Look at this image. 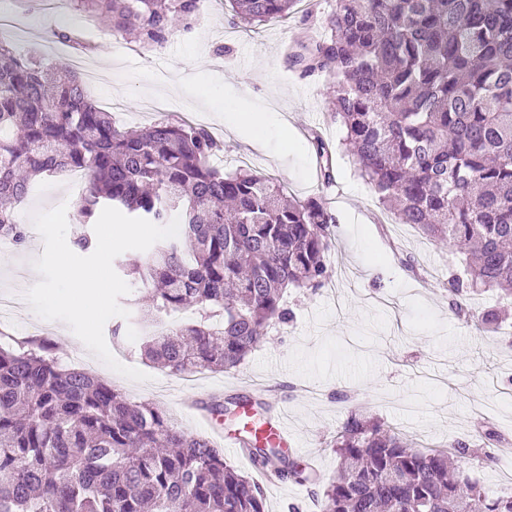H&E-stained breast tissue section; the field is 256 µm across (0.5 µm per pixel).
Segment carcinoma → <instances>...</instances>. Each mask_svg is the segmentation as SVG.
<instances>
[{
  "label": "carcinoma",
  "instance_id": "carcinoma-1",
  "mask_svg": "<svg viewBox=\"0 0 512 512\" xmlns=\"http://www.w3.org/2000/svg\"><path fill=\"white\" fill-rule=\"evenodd\" d=\"M145 49L191 31L203 0H70ZM298 0H230L245 25L286 17ZM324 36L289 54L304 76L329 78L343 145L378 201L402 224L460 255L455 295L512 296V0H334ZM322 181L329 145L313 136ZM205 128L163 118L118 127L92 103L78 73L42 66L0 39V237L21 245L15 207L37 178L88 177L81 224L105 207L181 232L128 263L151 303L134 301L142 355L173 374L228 371L288 319L290 288L322 284L336 216L320 196L289 200L250 168L212 163ZM198 308L168 332L162 315ZM336 476L321 512H512L488 497L454 457L456 440L416 449L374 419L351 414L334 441ZM278 478L316 475L268 441H247ZM0 512H265L259 486L224 449L179 429L159 405L134 402L79 368L63 367L48 338L0 347Z\"/></svg>",
  "mask_w": 512,
  "mask_h": 512
}]
</instances>
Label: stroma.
<instances>
[{
    "label": "stroma",
    "mask_w": 512,
    "mask_h": 512,
    "mask_svg": "<svg viewBox=\"0 0 512 512\" xmlns=\"http://www.w3.org/2000/svg\"><path fill=\"white\" fill-rule=\"evenodd\" d=\"M331 4L317 0L278 21L242 28L232 24L227 0H209L191 32H175L152 50L111 34L66 2L0 0V17L16 25L9 38L15 51L37 54L47 66L69 64L76 53L56 32L78 35L97 74L88 93L112 110L118 125L151 123L161 116L154 101H176L173 116L205 127L223 143L214 165L232 171L248 159L251 168L277 179L287 196H321L335 214L329 278L316 288L289 289L284 305L290 318L273 321L240 366L206 374L205 388L226 399L245 396L243 380L269 383V398L286 408L301 451L320 463L317 482L277 478L263 485L267 512H319L316 493L336 473V433L353 413L412 437L421 448L464 440L483 449V456H465L459 466L490 495L510 496L512 317L478 331L483 314L505 304L494 288L477 292L467 314L451 311L448 270L458 266V254L398 223L379 204L342 145L343 128L330 117L327 78L304 77L289 66L286 44L307 30L322 35ZM107 45L108 59L101 55ZM200 82L206 85L201 98L195 92ZM239 94L255 110L276 115L278 126L265 147L251 146L249 130L224 126L229 101ZM315 132L333 147L335 182L329 186L316 176ZM62 203L69 231H77V198L62 178L35 180L15 209L17 220L31 224L34 213ZM42 251L34 233L26 247L0 250V296H24L39 279L32 261ZM41 324L62 365L80 362L129 399L156 403L184 431L205 435L181 401V376L142 358L134 319L123 320L121 338L109 334L105 340L120 363L146 374L143 382L110 369L65 323Z\"/></svg>",
    "instance_id": "obj_1"
}]
</instances>
